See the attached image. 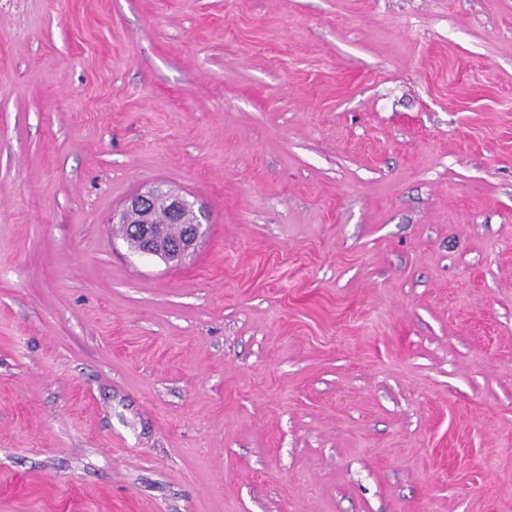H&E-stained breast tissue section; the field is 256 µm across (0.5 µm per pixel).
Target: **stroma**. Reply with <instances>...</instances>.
Segmentation results:
<instances>
[{"label":"stroma","instance_id":"obj_1","mask_svg":"<svg viewBox=\"0 0 512 512\" xmlns=\"http://www.w3.org/2000/svg\"><path fill=\"white\" fill-rule=\"evenodd\" d=\"M0 512H512V0H0ZM158 190L149 188L130 196L122 210L112 215V223L121 225L125 237L130 235L139 239L141 248L136 250L137 253L157 257L168 265L181 264L205 237V226L209 222L204 211L201 208L196 210L195 202L187 196L174 189H160L174 219H179L188 211L193 212L194 219L184 224V233L177 240L170 241L164 234L154 233L155 224H160L166 218V209L163 208L158 212L159 222L156 220L154 199L158 196Z\"/></svg>","mask_w":512,"mask_h":512}]
</instances>
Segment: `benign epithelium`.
<instances>
[{
  "label": "benign epithelium",
  "instance_id": "1",
  "mask_svg": "<svg viewBox=\"0 0 512 512\" xmlns=\"http://www.w3.org/2000/svg\"><path fill=\"white\" fill-rule=\"evenodd\" d=\"M158 189L149 188L130 196L124 207L112 215V223L121 225L124 235L139 239L141 255L153 256L166 264H181L190 256L207 232V217L202 209L196 208L195 202L174 189L163 191V198L175 219L191 211L194 219L184 225L182 237L170 241L164 235L154 231L157 224L154 199Z\"/></svg>",
  "mask_w": 512,
  "mask_h": 512
}]
</instances>
